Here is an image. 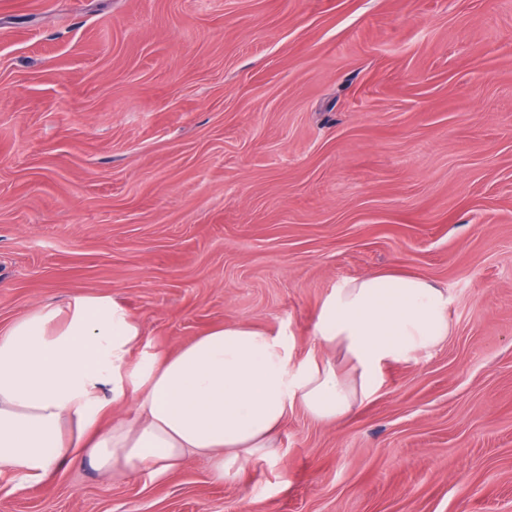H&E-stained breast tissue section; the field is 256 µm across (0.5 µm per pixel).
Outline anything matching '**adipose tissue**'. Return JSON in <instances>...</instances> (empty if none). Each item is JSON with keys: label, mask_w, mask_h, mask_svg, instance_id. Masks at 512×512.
Here are the masks:
<instances>
[{"label": "adipose tissue", "mask_w": 512, "mask_h": 512, "mask_svg": "<svg viewBox=\"0 0 512 512\" xmlns=\"http://www.w3.org/2000/svg\"><path fill=\"white\" fill-rule=\"evenodd\" d=\"M450 309L447 289L420 276L343 281L315 317L325 355L297 362L285 337L244 322L147 353L139 322L112 297L36 308L0 331V475L19 491L86 458L161 476L200 455L216 479L236 476L294 408L320 423L355 414L386 366L448 340ZM127 401L134 419L101 426Z\"/></svg>", "instance_id": "ef3b65f1"}]
</instances>
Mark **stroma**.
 Returning a JSON list of instances; mask_svg holds the SVG:
<instances>
[{"instance_id": "obj_1", "label": "stroma", "mask_w": 512, "mask_h": 512, "mask_svg": "<svg viewBox=\"0 0 512 512\" xmlns=\"http://www.w3.org/2000/svg\"><path fill=\"white\" fill-rule=\"evenodd\" d=\"M447 288L454 334L221 482L85 460L0 512H512V0H0V329L117 299L150 350L318 349L342 281Z\"/></svg>"}]
</instances>
